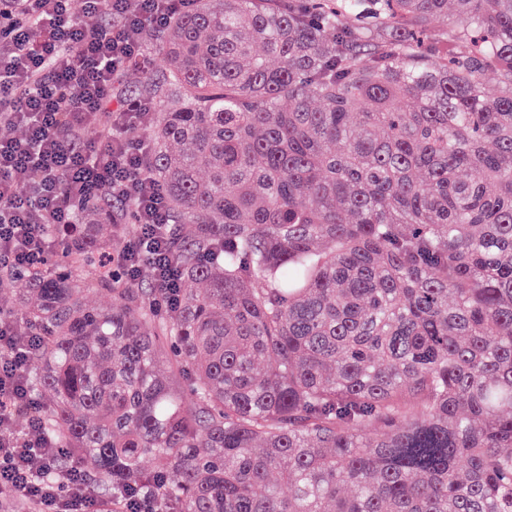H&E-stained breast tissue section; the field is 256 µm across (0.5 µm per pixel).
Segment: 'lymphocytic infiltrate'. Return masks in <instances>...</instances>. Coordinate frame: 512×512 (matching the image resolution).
I'll list each match as a JSON object with an SVG mask.
<instances>
[{
    "label": "lymphocytic infiltrate",
    "instance_id": "1",
    "mask_svg": "<svg viewBox=\"0 0 512 512\" xmlns=\"http://www.w3.org/2000/svg\"><path fill=\"white\" fill-rule=\"evenodd\" d=\"M18 20L0 28V265L34 270L52 242L46 230L70 224L75 208L112 194L132 204L138 233L117 254L129 283L149 274L155 307L173 309L180 273L167 246L162 185L148 166V145L125 130L146 126L147 99L113 101L132 62L144 61L143 37L164 28L193 0H15ZM100 126V139L83 134ZM41 339L0 318V497L31 512H155L153 499L94 495L77 467L60 470L62 448L17 412L38 403L28 362Z\"/></svg>",
    "mask_w": 512,
    "mask_h": 512
}]
</instances>
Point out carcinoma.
Returning <instances> with one entry per match:
<instances>
[{"label":"carcinoma","mask_w":512,"mask_h":512,"mask_svg":"<svg viewBox=\"0 0 512 512\" xmlns=\"http://www.w3.org/2000/svg\"><path fill=\"white\" fill-rule=\"evenodd\" d=\"M147 43L178 305L102 271L110 199L0 267L60 467L158 512H512V0H195Z\"/></svg>","instance_id":"1"}]
</instances>
